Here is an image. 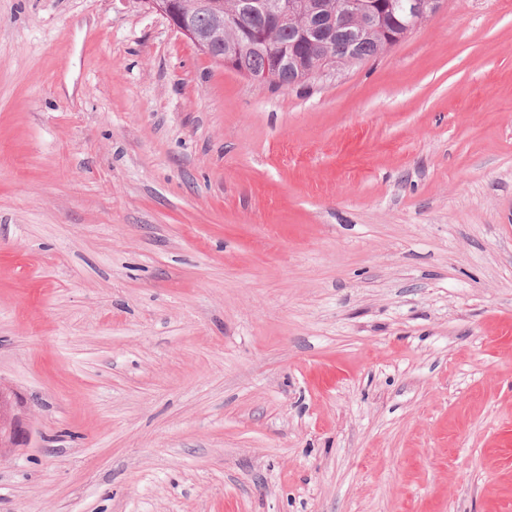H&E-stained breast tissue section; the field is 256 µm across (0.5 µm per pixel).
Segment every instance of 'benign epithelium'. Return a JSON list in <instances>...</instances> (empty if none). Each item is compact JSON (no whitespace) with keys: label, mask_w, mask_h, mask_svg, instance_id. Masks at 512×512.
<instances>
[{"label":"benign epithelium","mask_w":512,"mask_h":512,"mask_svg":"<svg viewBox=\"0 0 512 512\" xmlns=\"http://www.w3.org/2000/svg\"><path fill=\"white\" fill-rule=\"evenodd\" d=\"M149 10L168 19L174 29L190 39L205 55L221 50L219 60L232 70L240 68L248 50L277 45L267 56L266 68L258 73L244 72L250 80L266 83L274 79L286 64L309 78H323L336 70L338 63L330 54L336 37L343 35L355 43L365 32L379 27L381 17L398 13L403 21L397 34H388L382 49H387L409 30L435 14L441 0H339L336 9L323 0H263L260 8L267 24L258 29L239 26L246 8L243 0H143ZM197 9H207L215 16L212 30L202 33L193 23ZM291 26L296 39L288 44L276 42L277 31ZM20 403L15 393L0 384V421L7 432L0 435V447L9 444L21 422Z\"/></svg>","instance_id":"1"}]
</instances>
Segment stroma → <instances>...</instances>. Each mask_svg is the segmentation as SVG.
<instances>
[{
    "mask_svg": "<svg viewBox=\"0 0 512 512\" xmlns=\"http://www.w3.org/2000/svg\"><path fill=\"white\" fill-rule=\"evenodd\" d=\"M0 383V512H512V0L292 89L0 0ZM0 398H1V426L2 422L7 426V432L4 435L1 432L0 435V447H5L7 444L11 445L9 440H12L14 437V432L18 428V424L21 422V416L17 413L18 409L21 407L20 403L15 396V393L0 384ZM9 439V440H8Z\"/></svg>",
    "mask_w": 512,
    "mask_h": 512,
    "instance_id": "35a3bbf8",
    "label": "stroma"
}]
</instances>
